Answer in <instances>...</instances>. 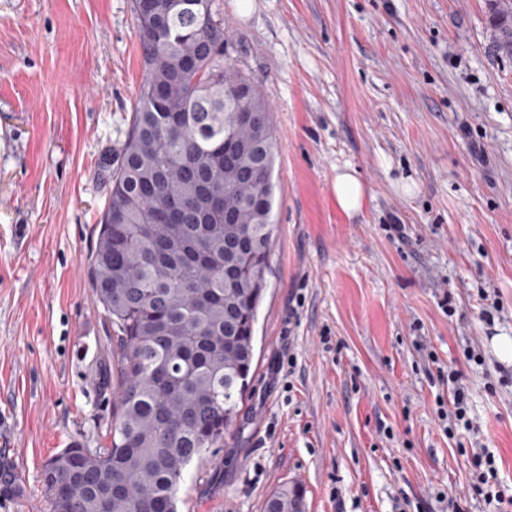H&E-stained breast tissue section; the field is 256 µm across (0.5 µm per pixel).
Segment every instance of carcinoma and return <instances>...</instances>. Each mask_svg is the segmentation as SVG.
I'll list each match as a JSON object with an SVG mask.
<instances>
[{"label": "carcinoma", "mask_w": 512, "mask_h": 512, "mask_svg": "<svg viewBox=\"0 0 512 512\" xmlns=\"http://www.w3.org/2000/svg\"><path fill=\"white\" fill-rule=\"evenodd\" d=\"M512 56V0H489ZM143 80L90 273L119 345L110 442L45 460L51 512H178L184 471L233 435L276 229L260 87L224 62L218 0H132ZM265 512H303L284 486Z\"/></svg>", "instance_id": "cac0c4a2"}]
</instances>
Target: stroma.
Returning a JSON list of instances; mask_svg holds the SVG:
<instances>
[{
    "label": "stroma",
    "mask_w": 512,
    "mask_h": 512,
    "mask_svg": "<svg viewBox=\"0 0 512 512\" xmlns=\"http://www.w3.org/2000/svg\"><path fill=\"white\" fill-rule=\"evenodd\" d=\"M220 4L225 59L271 107L278 230L248 397L178 512H262L284 485L304 512H492L468 490L480 443L512 495V57L488 0ZM141 80L130 0H0V512H51L43 462L108 440L90 261ZM450 369L474 423L452 435ZM336 206L348 216L356 215L362 210L365 191L356 171L346 165L337 168L334 182Z\"/></svg>",
    "instance_id": "35a3bbf8"
}]
</instances>
